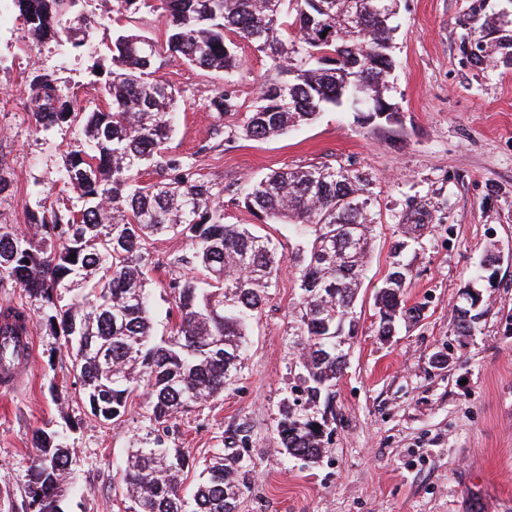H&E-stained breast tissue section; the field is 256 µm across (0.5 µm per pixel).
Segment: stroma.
Instances as JSON below:
<instances>
[{
  "instance_id": "35a3bbf8",
  "label": "stroma",
  "mask_w": 512,
  "mask_h": 512,
  "mask_svg": "<svg viewBox=\"0 0 512 512\" xmlns=\"http://www.w3.org/2000/svg\"><path fill=\"white\" fill-rule=\"evenodd\" d=\"M67 36L26 38L14 0H0V225L24 228L40 206H70L65 155L84 138L80 124L45 131L29 109L34 70L54 73L81 104L106 108L102 70L113 34L130 29L155 40V14H121L115 0H78ZM390 99L396 121H359L347 106L265 140L239 127L262 83L278 73L237 41L231 77L163 56L160 79L178 92L169 152L195 160L224 184V221L272 237L283 257L305 249L280 224L254 220L241 200L253 181L281 168L333 163L369 175L380 223L352 308L346 366L327 416L332 427L315 463L290 457L276 433L279 410L300 383L289 328L300 290L283 265L252 322L238 381L223 397L180 416L164 438L192 460L214 449L251 462L238 512H512V62L475 63L464 48L487 34L512 38V0H400ZM232 91L236 111L209 109L216 89ZM223 125L224 138L212 135ZM412 269L405 291L414 315L391 340L376 334L374 295L396 242ZM161 236L151 251L156 319L171 305L172 264L186 252ZM499 256L482 287L488 311L474 335L456 328L460 293L489 252ZM34 363L22 385L0 391V512H23L22 483L37 430H56L69 447L65 512H124L121 473L144 427L135 400L121 423L90 419L80 381L57 336L32 314Z\"/></svg>"
}]
</instances>
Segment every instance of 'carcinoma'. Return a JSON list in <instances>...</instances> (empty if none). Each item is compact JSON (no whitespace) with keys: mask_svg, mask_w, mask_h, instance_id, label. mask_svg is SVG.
Wrapping results in <instances>:
<instances>
[{"mask_svg":"<svg viewBox=\"0 0 512 512\" xmlns=\"http://www.w3.org/2000/svg\"><path fill=\"white\" fill-rule=\"evenodd\" d=\"M25 32L36 40L69 31L72 0H14ZM118 8L158 14L165 50L190 65L229 73L239 62L226 44L232 33L263 53L284 81L264 84L242 134L252 140L282 135L314 121L321 111L373 98L394 68L392 40L399 0H116ZM296 31L284 48L281 30ZM327 38H322L323 32ZM345 61L323 65L319 51ZM111 68L103 91L108 109H88L62 92L49 73L29 83L32 116L49 130L79 123L85 143L65 157V178L77 204L42 207L28 232L0 226V283L23 288L44 324L61 336L93 420L112 424L131 398L147 395L148 425L130 449L123 472L125 512H237L249 469L241 455L221 448L204 460L192 500L181 495L188 466L176 448L163 447L177 415L224 394L242 368L248 327L275 286L283 257L276 244L245 224L224 223V184L166 153L174 127L175 91L155 77L161 56L154 40L119 32L109 46ZM211 110H235L224 89ZM159 176L142 180V171ZM252 215L310 241L293 264L301 290L292 320L299 337L302 403L287 405L277 424L280 444L310 462L322 453L326 421L310 414L336 385L346 354L344 335L372 251L379 214L372 182L341 165L274 171L254 182L243 200ZM180 236L188 251L173 264L190 275L168 283L170 331L157 338L146 268L153 238ZM76 257H71V254ZM411 270L394 263L375 296L377 333L391 336L410 313L404 290ZM83 284L79 292L74 287ZM457 330L471 336L483 312L463 316ZM30 320L26 307H0V337L17 336ZM36 454L24 476L27 512H64L67 447L54 431L35 434Z\"/></svg>","mask_w":512,"mask_h":512,"instance_id":"obj_1","label":"carcinoma"}]
</instances>
